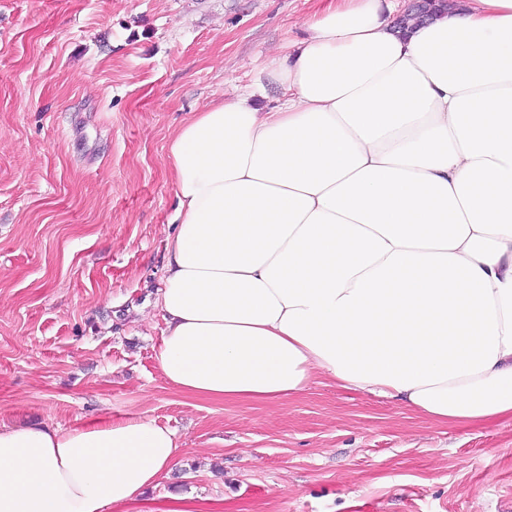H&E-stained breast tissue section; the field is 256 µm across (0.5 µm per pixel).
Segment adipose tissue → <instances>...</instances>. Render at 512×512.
<instances>
[{
	"label": "adipose tissue",
	"instance_id": "ef3b65f1",
	"mask_svg": "<svg viewBox=\"0 0 512 512\" xmlns=\"http://www.w3.org/2000/svg\"><path fill=\"white\" fill-rule=\"evenodd\" d=\"M398 7L336 0L171 140L179 391L281 400L317 372L435 422L512 415V0L404 31ZM178 455L144 417L0 424V512H123Z\"/></svg>",
	"mask_w": 512,
	"mask_h": 512
}]
</instances>
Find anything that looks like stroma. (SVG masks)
Listing matches in <instances>:
<instances>
[{
    "label": "stroma",
    "mask_w": 512,
    "mask_h": 512,
    "mask_svg": "<svg viewBox=\"0 0 512 512\" xmlns=\"http://www.w3.org/2000/svg\"><path fill=\"white\" fill-rule=\"evenodd\" d=\"M327 0H0V423L147 417L199 512H503L512 417L433 422L313 375L266 402L163 377L168 145Z\"/></svg>",
    "instance_id": "stroma-1"
}]
</instances>
